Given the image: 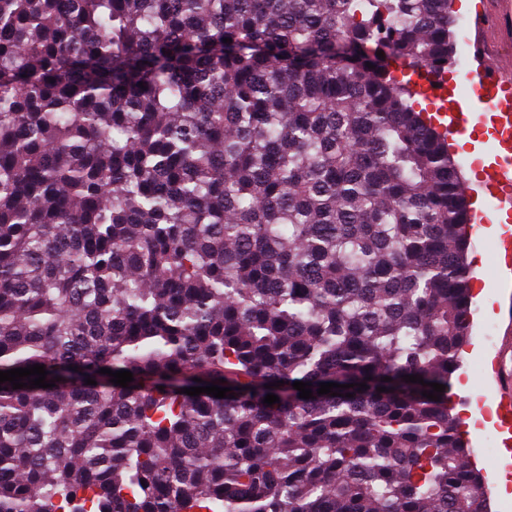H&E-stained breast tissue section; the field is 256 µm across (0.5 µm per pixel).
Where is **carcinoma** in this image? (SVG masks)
<instances>
[{
	"label": "carcinoma",
	"mask_w": 512,
	"mask_h": 512,
	"mask_svg": "<svg viewBox=\"0 0 512 512\" xmlns=\"http://www.w3.org/2000/svg\"><path fill=\"white\" fill-rule=\"evenodd\" d=\"M449 3L0 0V512H489Z\"/></svg>",
	"instance_id": "cac0c4a2"
}]
</instances>
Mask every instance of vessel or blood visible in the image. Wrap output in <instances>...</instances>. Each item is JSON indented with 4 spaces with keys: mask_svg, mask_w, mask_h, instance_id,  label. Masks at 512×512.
Instances as JSON below:
<instances>
[{
    "mask_svg": "<svg viewBox=\"0 0 512 512\" xmlns=\"http://www.w3.org/2000/svg\"><path fill=\"white\" fill-rule=\"evenodd\" d=\"M477 34L471 44L474 69L468 70L458 85L427 70L413 75L427 100L441 103L435 118L441 132L460 138L470 137L483 113H491L495 156L482 165L476 185L489 198L490 210L475 209L471 221L482 227L496 220L497 239L503 259L501 277L512 284V74L507 73L512 57L505 48L512 46V0H489L476 20ZM496 430L503 445L512 444V402L497 400Z\"/></svg>",
    "mask_w": 512,
    "mask_h": 512,
    "instance_id": "vessel-or-blood-1",
    "label": "vessel or blood"
}]
</instances>
